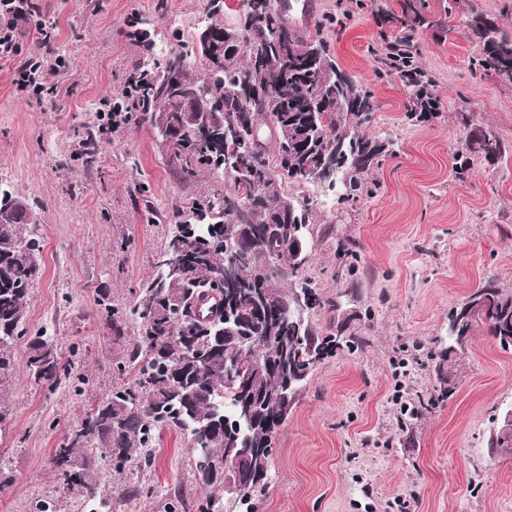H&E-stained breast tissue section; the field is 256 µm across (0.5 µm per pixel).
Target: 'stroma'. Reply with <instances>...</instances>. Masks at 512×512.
<instances>
[{
	"instance_id": "1",
	"label": "stroma",
	"mask_w": 512,
	"mask_h": 512,
	"mask_svg": "<svg viewBox=\"0 0 512 512\" xmlns=\"http://www.w3.org/2000/svg\"><path fill=\"white\" fill-rule=\"evenodd\" d=\"M39 23L15 29L20 57L57 65L41 97L14 82L0 59V186L34 211L41 276L30 290L26 334L45 333L72 378L56 391L34 384L26 343L14 347L13 385L0 398V512H87L55 476L51 458L94 405L122 382L115 342L99 300L130 307L154 271L175 211L223 189L208 174L182 177L146 123H108L146 53L194 45L208 22L206 0H36ZM396 0H318L337 17L323 37L338 65L365 84L379 108L370 134L390 154L349 200L318 185L286 184L291 198L319 199L304 275L322 298L311 320L323 331L344 322L361 338L317 366L280 427L272 482L257 512H512V451L488 439L512 408V348L476 328L451 389L435 367L448 346V316L487 283L512 292V84L472 71L479 53L462 16L448 37H416L415 67L429 76L443 112L405 117L407 89L375 63L393 39L378 9ZM491 130L506 152L465 148L469 128ZM98 158L86 165L84 142ZM114 512H195L202 490L182 434L159 432L147 466L116 476L98 463Z\"/></svg>"
}]
</instances>
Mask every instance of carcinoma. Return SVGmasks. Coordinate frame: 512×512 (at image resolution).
<instances>
[{"label": "carcinoma", "mask_w": 512, "mask_h": 512, "mask_svg": "<svg viewBox=\"0 0 512 512\" xmlns=\"http://www.w3.org/2000/svg\"><path fill=\"white\" fill-rule=\"evenodd\" d=\"M207 0L208 28L218 46L220 57L213 60L203 49L198 54L204 62L203 73L195 76L186 65L185 55L174 50L163 61L152 60L141 66L140 74L126 92L132 99L131 110L140 123H154V112L171 91L173 77L185 83L204 82L210 91L212 112L209 119L216 126L228 117L251 123L265 121L270 112H280L277 130L270 133L272 149L265 145L243 144L239 166L230 171L216 165L213 158L223 148L218 140H200L183 131L164 141L173 158L181 162L186 178L204 170L224 178V192L197 201L188 212L174 214V231L165 251L179 250L192 255L187 264L173 270L157 259L152 275L136 291L131 316L137 320L136 333L131 336L132 350L128 360L117 364L131 381L112 388L87 415L80 428L55 449L51 463L56 476L76 491L84 503L108 509L109 502L100 495L96 453L110 458L112 469L120 474L143 459L142 451L154 446L162 427L183 431L193 458L196 480L204 488L196 503V512H219L224 494V476L205 474L203 461L224 456V422H234L239 391L254 388L264 398L255 423L247 430L251 440L269 458L276 434L288 418L297 395L309 381L316 365L336 354V350L352 349L357 337L344 334L345 326L320 333L309 323L298 324L281 318H259L252 299L240 294L227 303L231 318L217 309L216 322L207 326L195 318V307L213 295L223 302L219 271L224 268L225 221L236 219L234 231L246 237L240 250L234 285L248 288L261 277L269 306L281 311L291 306L296 282L308 290L315 309L323 305L315 290L303 276L304 262L292 244L293 235L307 238L314 223V201L302 198L285 206L287 195L283 180L298 184L314 183L304 170L312 156L324 150H336V177L341 197L352 198L367 184L368 173L380 164L389 152V140L366 132L374 120L378 104L373 93L343 71L328 53L323 40H318L325 70L331 74L332 85L324 89L320 74L305 65L292 68L294 59L310 55L311 36H303L288 25L284 13L273 0H264L258 10L240 23L235 19L228 26L217 20L219 13ZM440 13H435L430 0H397L398 11L390 12L383 22L399 28L394 43L403 55L412 56V44L419 31L437 29L452 31L449 19L461 9L460 0H439ZM488 17L471 13L465 23L478 42L479 57L470 60L496 76H506L512 83V34L487 25ZM273 26L283 32V42L266 46L261 61H252L248 46L231 48L226 33L249 32ZM393 71L408 79L411 92L406 102V117L426 119L443 111L444 104L434 93L433 81L419 78V73L400 62ZM249 79V89L242 88ZM280 87V100L264 94L266 86ZM466 149L486 157L502 155L500 140L489 130L474 128L466 136ZM35 223L29 205L8 191L0 190V397L12 386L14 346L24 335L27 298L30 288L41 275L37 260L40 242L25 231ZM495 299L491 320L465 322L455 315L448 318V341L455 334L472 336L474 329L484 325L493 337L512 332V294H505L491 284L476 290L469 300L482 296ZM112 323L114 340L124 338L123 314L104 304ZM316 356L315 364L305 366V354ZM280 364L307 368L301 379L288 389V397L280 396L281 374L267 366ZM27 371L30 380L53 391L64 378L70 377L67 364L49 337L43 333L28 338ZM83 466L72 469L70 462ZM269 477L254 484L244 494L240 508L254 512V501L268 486Z\"/></svg>", "instance_id": "carcinoma-1"}]
</instances>
